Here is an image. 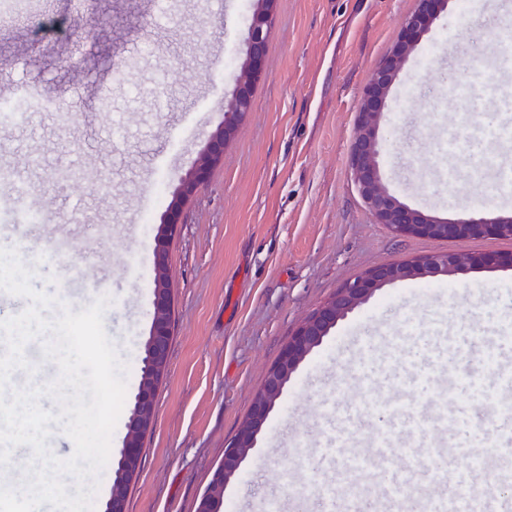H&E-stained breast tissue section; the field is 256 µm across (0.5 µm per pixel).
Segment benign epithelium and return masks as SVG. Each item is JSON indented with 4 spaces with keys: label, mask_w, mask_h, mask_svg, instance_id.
I'll return each instance as SVG.
<instances>
[{
    "label": "benign epithelium",
    "mask_w": 512,
    "mask_h": 512,
    "mask_svg": "<svg viewBox=\"0 0 512 512\" xmlns=\"http://www.w3.org/2000/svg\"><path fill=\"white\" fill-rule=\"evenodd\" d=\"M452 0H417V7L405 21L401 37L389 55L371 75L358 102L357 127L350 144L352 173L358 193L379 224L399 238L426 237L460 239L492 236L512 238V217L476 211L459 219L440 218L412 208L391 194L381 177L379 121L386 101L403 65L432 25L447 12ZM276 0H255L249 23L248 47L240 65L235 88L224 112V123L212 132L195 163L174 188L153 248V312L142 373L153 364H167L171 346L172 297L169 292V240L175 234L183 204L207 183L212 168L223 160L224 149L234 138L238 125L250 111L255 84L264 76V57L269 36L268 18ZM512 268V253L489 255L443 253L371 267L344 283L321 304L290 336L276 362L268 369L251 404L249 413L224 448V459L215 468L208 490L196 512H221L224 487L234 478L257 435L281 398L292 375L307 355L323 344L330 331L376 291L396 282L426 276H449L459 271ZM155 385L139 384L127 422V436L121 461L139 464L144 418L154 416Z\"/></svg>",
    "instance_id": "7a95c632"
}]
</instances>
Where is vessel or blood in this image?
Here are the masks:
<instances>
[{"label":"vessel or blood","instance_id":"b4317fda","mask_svg":"<svg viewBox=\"0 0 512 512\" xmlns=\"http://www.w3.org/2000/svg\"><path fill=\"white\" fill-rule=\"evenodd\" d=\"M493 134L512 136V100L503 98ZM360 392L346 408L342 431L344 453L331 461L333 482L291 485L296 500L320 490L329 512H512V401H497L492 424L482 428L471 418L482 391L457 407L440 400L430 410L403 409L401 404L374 402L367 391L373 369L362 362L354 367ZM499 449L493 470L482 463L483 451Z\"/></svg>","mask_w":512,"mask_h":512}]
</instances>
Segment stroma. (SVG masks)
<instances>
[{
	"label": "stroma",
	"mask_w": 512,
	"mask_h": 512,
	"mask_svg": "<svg viewBox=\"0 0 512 512\" xmlns=\"http://www.w3.org/2000/svg\"><path fill=\"white\" fill-rule=\"evenodd\" d=\"M416 0H277L266 76L224 159L182 209L169 248L174 330L155 419L128 490V512H196L225 444L296 327L366 269L436 253H511L512 240L399 238L376 223L354 185L349 146L360 96L399 38ZM252 0L231 15L211 0H29L0 25V101L34 85L43 108L0 128V247L18 243L19 205L40 210L30 251L61 235L70 249L36 264L35 289L73 312L109 297L104 328L128 368L124 404L94 498L110 497L141 377L153 310L152 253L179 178L196 162L245 57ZM512 0L442 15L410 55L380 119L382 180L401 201L458 218L486 205L512 216L494 191L512 167V140L490 137L496 98L474 84L480 109L444 102L480 71L499 96L512 73ZM112 91L125 134L106 131ZM477 140L495 160L481 179L448 136ZM83 163L85 178L68 175ZM454 361V393L491 364L512 360V269L463 271L382 288L339 321L292 376L238 475L223 512H263L291 484L322 475L336 448L353 365L402 363L430 375L436 353Z\"/></svg>",
	"instance_id": "obj_1"
}]
</instances>
